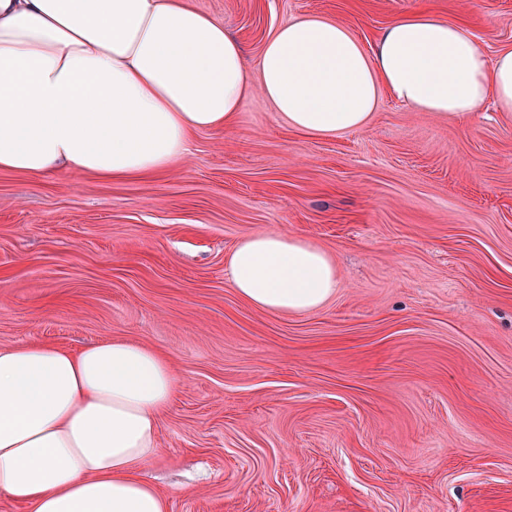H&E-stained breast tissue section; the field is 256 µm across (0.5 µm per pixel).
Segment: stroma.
Listing matches in <instances>:
<instances>
[{"label": "stroma", "mask_w": 512, "mask_h": 512, "mask_svg": "<svg viewBox=\"0 0 512 512\" xmlns=\"http://www.w3.org/2000/svg\"><path fill=\"white\" fill-rule=\"evenodd\" d=\"M256 60L326 14L374 51L419 9L494 57L512 0H194ZM323 248L336 294L305 314L239 298L243 237ZM123 337L177 391L143 470L169 512H512V112L441 119L385 97L331 139L261 96L168 172L0 171V348Z\"/></svg>", "instance_id": "obj_1"}]
</instances>
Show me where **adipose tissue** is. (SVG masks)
Segmentation results:
<instances>
[{
  "instance_id": "ef3b65f1",
  "label": "adipose tissue",
  "mask_w": 512,
  "mask_h": 512,
  "mask_svg": "<svg viewBox=\"0 0 512 512\" xmlns=\"http://www.w3.org/2000/svg\"><path fill=\"white\" fill-rule=\"evenodd\" d=\"M257 94L314 139L365 127L384 96L455 119L490 100L512 112V48L487 58L465 24L419 10L370 53L308 14L278 26L253 69L192 0H0V170L164 173ZM226 276L273 313H309L336 292L328 254L285 234L245 236ZM175 389L164 353L123 338L0 349V495L31 512H168L140 472L160 453Z\"/></svg>"
}]
</instances>
